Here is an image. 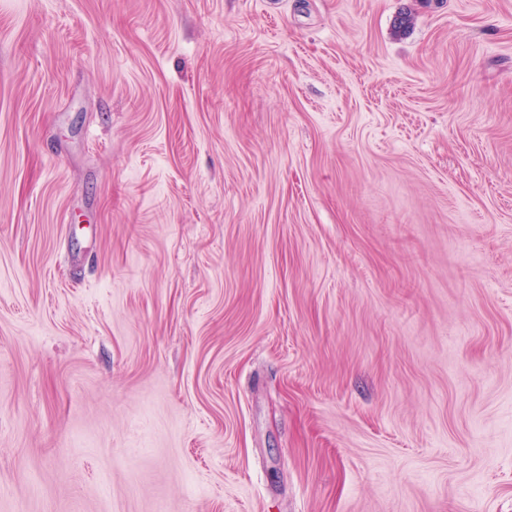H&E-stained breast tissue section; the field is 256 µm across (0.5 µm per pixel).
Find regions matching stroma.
I'll list each match as a JSON object with an SVG mask.
<instances>
[{
	"mask_svg": "<svg viewBox=\"0 0 512 512\" xmlns=\"http://www.w3.org/2000/svg\"><path fill=\"white\" fill-rule=\"evenodd\" d=\"M0 512H512V0H0Z\"/></svg>",
	"mask_w": 512,
	"mask_h": 512,
	"instance_id": "35a3bbf8",
	"label": "stroma"
}]
</instances>
